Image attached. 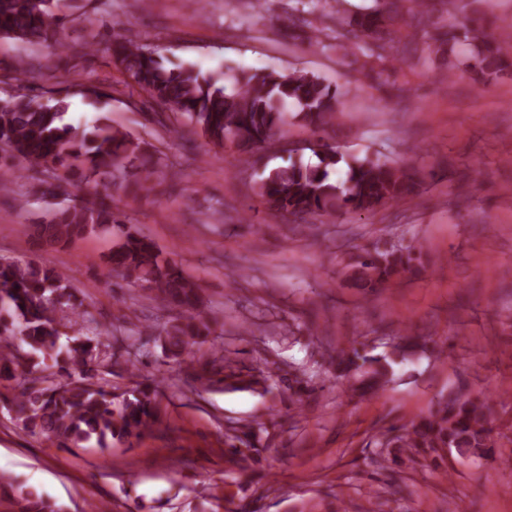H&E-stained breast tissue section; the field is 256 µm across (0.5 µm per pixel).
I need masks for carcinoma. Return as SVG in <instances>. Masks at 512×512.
Masks as SVG:
<instances>
[{
    "label": "carcinoma",
    "mask_w": 512,
    "mask_h": 512,
    "mask_svg": "<svg viewBox=\"0 0 512 512\" xmlns=\"http://www.w3.org/2000/svg\"><path fill=\"white\" fill-rule=\"evenodd\" d=\"M63 0H0V37L44 49L59 57L68 49L66 37L73 15ZM371 11L352 19L336 17V40L348 41L368 60L385 71L387 62L405 52L408 44L379 34L387 0H374ZM428 0H403L402 19L413 39L429 34L432 26ZM433 39L448 45L469 41L474 45V68L484 78L512 64V39L488 31L482 18L468 25L438 31ZM91 51L107 55L126 77L129 95L147 93L158 104L181 114L208 145L235 147L252 153L270 143L275 129L293 121L313 133L336 122L340 112L338 88L306 72L281 74L267 69L243 70L226 78L193 64L167 65L156 49L132 34L120 35ZM3 78L13 90L0 97V149L23 169L42 168L65 178L77 169L103 182V193L61 205L51 219L37 225L38 235L52 245H66L114 224L125 223L124 202L154 190L158 164L129 135L99 114L90 125L64 122L69 104L51 94L42 102L29 85L36 70L32 60L18 56L0 61ZM315 165L290 161L268 171L258 182L257 196L269 211L302 217L338 211L373 213L414 194L425 176L368 155L347 160L328 142H319ZM346 166L345 178L332 173ZM112 275L139 285L155 298L180 309V316L163 328L162 348L174 357L191 353L224 323L205 308L200 287L179 267L160 257L153 242L133 227L123 231L109 257ZM422 266L414 246L366 249L351 264L350 280L371 293L394 277L411 274ZM96 320L70 291L66 275L34 261L0 263V380L12 383L14 396L8 410L32 435L46 436L60 448L91 439L106 448L112 438L138 437L154 419L153 397L147 389L116 406L112 385L98 382L105 353ZM50 358L58 371L54 378L35 375L33 356ZM407 360L370 358L356 348L336 360V377L365 370L367 388L384 390L394 374L393 364ZM198 379L212 381L222 372L224 357L212 353L201 364ZM485 400L456 399L441 404L429 416L413 421L394 435L377 441L376 463L385 468L396 448L412 463H422L449 449L460 455L477 454L490 447ZM249 425L235 428L224 438L225 452L246 460L255 449ZM0 496L17 506V512H60L55 503L34 488H22L0 474Z\"/></svg>",
    "instance_id": "obj_1"
}]
</instances>
